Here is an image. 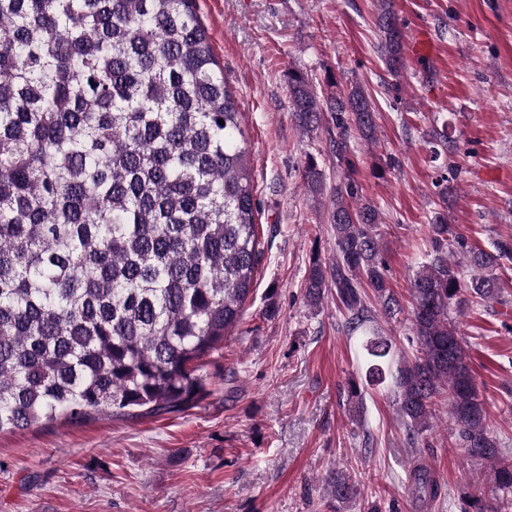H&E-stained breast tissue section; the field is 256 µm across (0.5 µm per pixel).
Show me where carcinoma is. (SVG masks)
Listing matches in <instances>:
<instances>
[{"label":"carcinoma","instance_id":"obj_1","mask_svg":"<svg viewBox=\"0 0 512 512\" xmlns=\"http://www.w3.org/2000/svg\"><path fill=\"white\" fill-rule=\"evenodd\" d=\"M377 22L396 74L405 45L391 0H379ZM288 90L302 129L329 112L332 153L347 168L331 189L336 256L313 262L304 298L317 307L336 290L347 335L365 337L366 385H379L393 343L378 319L402 306L380 253L381 214L347 156L351 130L377 139L375 106L354 85L323 107L299 70ZM249 151L195 0H0V432L174 412L206 392L202 360L240 321L263 254ZM303 172L323 193L314 155ZM430 229L408 285L411 351L392 375L406 444L418 447L447 406L456 446L489 464L490 497L477 490L465 512H512V456L449 318L468 296L509 304L498 270L512 238L485 250L450 234L442 212ZM410 482L422 507L439 494L425 466ZM329 489L338 503L358 497L338 471Z\"/></svg>","mask_w":512,"mask_h":512}]
</instances>
